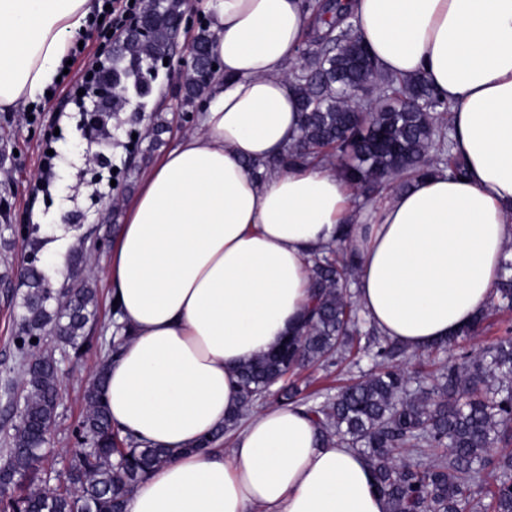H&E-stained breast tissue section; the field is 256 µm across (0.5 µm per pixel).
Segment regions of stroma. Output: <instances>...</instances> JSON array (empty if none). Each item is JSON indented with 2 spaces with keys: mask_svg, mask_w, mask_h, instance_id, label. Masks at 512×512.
I'll return each instance as SVG.
<instances>
[{
  "mask_svg": "<svg viewBox=\"0 0 512 512\" xmlns=\"http://www.w3.org/2000/svg\"><path fill=\"white\" fill-rule=\"evenodd\" d=\"M82 87V74L75 68L67 78L66 96L52 95L35 105L34 121H26L19 110L0 112V197L8 201L13 217L12 228L0 226V449L6 446V433L11 426L10 395L5 386L17 384L20 377L14 369L13 336L23 314L27 288L15 279L10 267L27 254L22 225L30 223L36 211L48 218L55 217L58 204L66 202L81 233L105 239V248L88 254L86 264L98 291L92 334L109 341L113 312L104 272L110 255L108 244L114 240L123 219L121 204L134 196L149 167L173 148L182 135L195 128L194 123H184L179 118L183 95L180 82L163 73L138 120H131L129 113H121L124 126L112 133L108 165L88 162L84 151L96 146L97 140L89 130L80 127L81 114L73 109ZM157 115L165 120L167 129L155 141L149 131ZM132 131L139 134L138 149L146 154L147 161L129 171L124 162L128 157V134ZM49 151L54 154L51 179L47 187L41 188L37 185L39 167ZM101 194L117 198V206L103 208L97 201ZM103 358V350L94 349L82 358L61 363L62 400L57 409L54 443L47 458L54 470H65L80 452L70 432L84 417L82 391Z\"/></svg>",
  "mask_w": 512,
  "mask_h": 512,
  "instance_id": "35a3bbf8",
  "label": "stroma"
}]
</instances>
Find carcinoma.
I'll return each mask as SVG.
<instances>
[{"instance_id": "cac0c4a2", "label": "carcinoma", "mask_w": 512, "mask_h": 512, "mask_svg": "<svg viewBox=\"0 0 512 512\" xmlns=\"http://www.w3.org/2000/svg\"><path fill=\"white\" fill-rule=\"evenodd\" d=\"M186 5L187 0H159L144 16L150 38L127 36L114 48L109 73L117 93L107 116L125 111L129 88L142 92L141 68L171 55V23ZM307 8L312 36L290 71L299 133L286 152L251 164L255 177L271 168L326 163L370 200L431 169L463 173L451 151L447 102L420 76L383 73L340 5L311 0ZM211 41L203 26L192 42L200 70L210 64ZM213 81L185 77L182 106L191 109L206 98ZM358 265V257L340 244L312 259L303 324L240 367L237 409L193 451L211 447L277 385L281 404L305 407L322 444H345L365 458L387 512H512V327L478 349L443 357L449 345L481 335L491 316L512 310V258L504 260L485 309L452 338L416 354L411 374L401 367L408 348L381 335L353 298L350 284ZM17 271L28 288L15 336L22 340L16 351L25 396L23 419L12 425L0 466V512H124L135 486L168 460V451L112 424L102 398L107 365L85 389L87 412L73 430L93 451L53 486L39 469L56 426L59 357L79 358L81 348L94 346L88 324L96 313L97 289L74 264L67 290L47 287L50 274L38 266ZM47 334L55 336L51 349L41 346ZM362 354L372 368L333 393L309 392L296 375Z\"/></svg>"}]
</instances>
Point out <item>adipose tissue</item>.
<instances>
[{"label": "adipose tissue", "mask_w": 512, "mask_h": 512, "mask_svg": "<svg viewBox=\"0 0 512 512\" xmlns=\"http://www.w3.org/2000/svg\"><path fill=\"white\" fill-rule=\"evenodd\" d=\"M102 8L0 0V110L44 99ZM349 8L384 73L423 77L448 101L466 176L429 172L368 203L330 166L256 179L250 162L298 134L287 63L309 12L305 0H217L210 102L125 203L105 272L127 340L104 400L122 431L171 452L125 512H386L364 457L320 445L303 410L266 406L230 448L193 446L236 408L238 367L300 326L321 250L358 255L362 314L416 353L467 326L499 278L512 240V0Z\"/></svg>", "instance_id": "1"}]
</instances>
